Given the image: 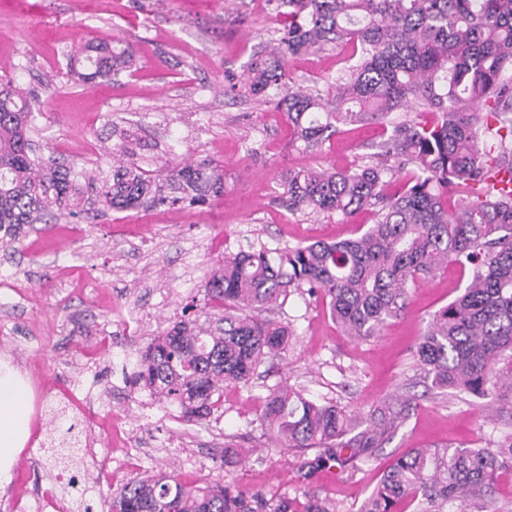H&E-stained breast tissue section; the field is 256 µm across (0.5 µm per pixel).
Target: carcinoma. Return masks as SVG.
Segmentation results:
<instances>
[{
  "mask_svg": "<svg viewBox=\"0 0 512 512\" xmlns=\"http://www.w3.org/2000/svg\"><path fill=\"white\" fill-rule=\"evenodd\" d=\"M280 18L273 48L250 62L226 90L284 112L297 139L316 148L340 126L384 127L376 161L350 170L290 171L288 211L348 216L370 207L359 236L298 248L249 246L224 256L208 280L205 304L151 338L132 382L194 421L221 407L224 386L249 387L264 360L288 345V325L272 317L292 288L328 301L348 336L370 339L400 313L409 289L455 264L463 292L431 316L415 351L439 389L512 404V0H267ZM349 66L323 96L288 75L291 56L326 47ZM132 53L110 42L68 55V72L86 82L112 79ZM408 107L414 119L397 112ZM31 97L0 77V230L11 238L46 216L78 218L84 189L115 210L207 205L224 194L214 160L195 164L169 150L155 174L138 163L133 130L112 148V171H76L34 154ZM87 187H82L80 181ZM468 203L448 212V199ZM409 399L385 401L367 418L318 403L290 387L269 389L259 420L280 448L314 452L307 473L344 465L406 422ZM512 458V440L486 448H416L384 474L357 512H444L461 500L484 512ZM111 512H335L325 500L266 498L231 483L193 485L180 475L135 476Z\"/></svg>",
  "mask_w": 512,
  "mask_h": 512,
  "instance_id": "carcinoma-1",
  "label": "carcinoma"
}]
</instances>
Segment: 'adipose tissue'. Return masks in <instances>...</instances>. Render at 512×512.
Wrapping results in <instances>:
<instances>
[{
	"mask_svg": "<svg viewBox=\"0 0 512 512\" xmlns=\"http://www.w3.org/2000/svg\"><path fill=\"white\" fill-rule=\"evenodd\" d=\"M32 414L27 377L11 360L0 358V489L9 484L15 461L31 437Z\"/></svg>",
	"mask_w": 512,
	"mask_h": 512,
	"instance_id": "ef3b65f1",
	"label": "adipose tissue"
}]
</instances>
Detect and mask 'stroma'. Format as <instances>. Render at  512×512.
Here are the masks:
<instances>
[{
    "label": "stroma",
    "instance_id": "obj_1",
    "mask_svg": "<svg viewBox=\"0 0 512 512\" xmlns=\"http://www.w3.org/2000/svg\"><path fill=\"white\" fill-rule=\"evenodd\" d=\"M279 28L267 0H0V75L39 103L31 137L44 155L74 168L108 167L105 147L134 127L144 168L169 149L224 164V195L205 207L116 211L24 225L0 241V354H9L34 395L32 434L0 512H26L47 496L67 512H107L113 492L134 475L175 468L183 480L231 482L249 493L327 498L357 512L383 471L412 448H480L512 435V414L455 391H430L414 351L431 315L463 290L467 275L448 265L418 282L380 335L346 336L326 303L294 290L282 321L285 350L242 389H224L218 412L184 421L178 406L130 386L139 351L205 285L225 253L256 238L297 247L352 238L371 210L351 216L291 213L278 199L291 169L364 164L382 135L378 124L347 126L306 150L282 112L252 97L224 93ZM109 38L135 52L138 66L111 81L66 76L67 53ZM337 49L290 59L288 71L327 92L345 66ZM286 384L307 397L365 417L380 403L414 399L407 422L356 468L305 474L291 450L271 447L258 420L270 388ZM78 423L72 458L58 460L60 428ZM249 451L225 462L224 446Z\"/></svg>",
    "mask_w": 512,
    "mask_h": 512
}]
</instances>
